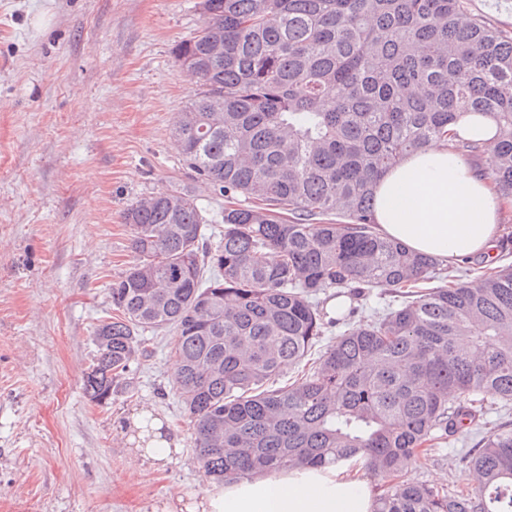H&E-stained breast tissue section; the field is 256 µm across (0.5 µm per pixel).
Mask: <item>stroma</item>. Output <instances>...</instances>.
<instances>
[{
  "label": "stroma",
  "mask_w": 512,
  "mask_h": 512,
  "mask_svg": "<svg viewBox=\"0 0 512 512\" xmlns=\"http://www.w3.org/2000/svg\"><path fill=\"white\" fill-rule=\"evenodd\" d=\"M199 0H0V512H192L213 485L172 388L174 334L149 336L129 393L83 395L92 330L135 262L124 209L194 190L171 127L194 91L173 49L204 24ZM158 417L177 448L135 457L127 419ZM512 409L486 399L414 481L458 485L460 457Z\"/></svg>",
  "instance_id": "1"
}]
</instances>
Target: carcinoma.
<instances>
[{"label": "carcinoma", "mask_w": 512, "mask_h": 512, "mask_svg": "<svg viewBox=\"0 0 512 512\" xmlns=\"http://www.w3.org/2000/svg\"><path fill=\"white\" fill-rule=\"evenodd\" d=\"M205 23L174 48L196 83L171 139L191 178L224 197L221 231L195 194L123 212L137 259L112 282L117 315L93 330L84 394L130 388L145 331L176 336L173 387L217 482L305 465L363 463L375 512H512V425L465 458V487L414 483L426 446L512 402V266L471 286L381 237L375 180L446 146L512 201V32L471 0H200ZM489 142L454 141L461 113ZM279 260L272 265L268 255ZM399 298L325 350L329 289ZM294 380L280 385L283 371ZM450 129L457 136L456 139L477 141L488 140L496 133V126L490 118L472 112L462 113Z\"/></svg>", "instance_id": "obj_1"}]
</instances>
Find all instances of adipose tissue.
Instances as JSON below:
<instances>
[{
  "mask_svg": "<svg viewBox=\"0 0 512 512\" xmlns=\"http://www.w3.org/2000/svg\"><path fill=\"white\" fill-rule=\"evenodd\" d=\"M377 231L450 265L490 253L501 234L500 201L478 167L445 147L405 156L374 185ZM135 455L172 452L160 420L132 415ZM375 493L360 469L303 466L225 481L207 491L201 512H374Z\"/></svg>",
  "mask_w": 512,
  "mask_h": 512,
  "instance_id": "ef3b65f1",
  "label": "adipose tissue"
}]
</instances>
